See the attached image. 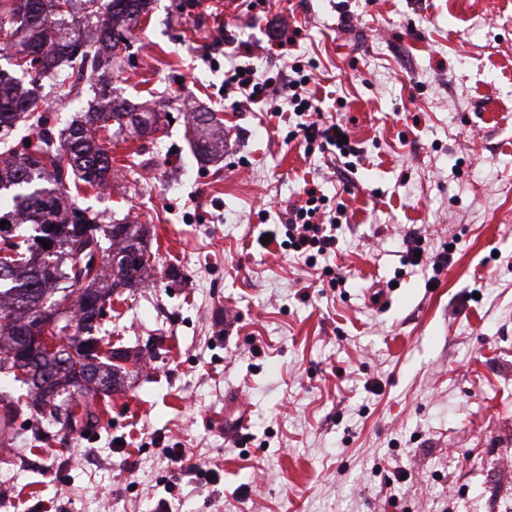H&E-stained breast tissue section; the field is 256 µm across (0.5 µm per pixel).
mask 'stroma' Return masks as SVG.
<instances>
[{
	"instance_id": "stroma-1",
	"label": "stroma",
	"mask_w": 512,
	"mask_h": 512,
	"mask_svg": "<svg viewBox=\"0 0 512 512\" xmlns=\"http://www.w3.org/2000/svg\"><path fill=\"white\" fill-rule=\"evenodd\" d=\"M224 2L153 0L112 69L166 117L81 199L149 229L150 279L102 321L140 366L86 428L18 415L0 512H512V0ZM298 64L355 167L294 136L287 89H224ZM92 99L46 85L37 112L59 130ZM203 111L216 162L187 140ZM308 184L346 212L313 265L283 244ZM240 69H244V75H240ZM228 73L227 85L245 98V100H257L269 96L272 87L280 80V74L275 77L260 74L250 67L235 66ZM189 141L194 152L204 159L219 157L224 151V128L220 119L213 112L196 114L189 129Z\"/></svg>"
}]
</instances>
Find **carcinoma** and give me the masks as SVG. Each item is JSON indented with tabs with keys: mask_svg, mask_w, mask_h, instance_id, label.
I'll return each mask as SVG.
<instances>
[{
	"mask_svg": "<svg viewBox=\"0 0 512 512\" xmlns=\"http://www.w3.org/2000/svg\"><path fill=\"white\" fill-rule=\"evenodd\" d=\"M151 0H0V51L13 53L21 77L0 72V240L18 255L15 267L0 275V370L17 369L14 375L23 393L16 401L49 414L52 424L73 430L79 424L77 408L99 395L112 392L119 375H128L117 364L119 357L100 355L98 347L110 341L97 335L93 300L82 292L80 274L63 262L64 251L45 252L40 240L60 246L99 244L104 253L98 277L106 291L122 295L137 288L151 269L148 230L124 217L108 219L79 205L76 194L100 188L112 179V149L106 142L116 136L140 138L160 129L161 116L128 101L112 98V76L104 62L118 59V48L150 12ZM96 28L91 43L83 32ZM96 77L97 105L81 121H73L56 134L35 115L38 89L44 80H56L59 99L71 87L59 78L60 66ZM39 128L34 149L16 156L9 145L12 129L23 122ZM194 152L214 159L224 150V128L214 112L196 114L189 129ZM71 300L74 332L69 340L76 358L63 359L66 367L45 377L40 369L48 360L33 363L12 354L23 345L22 332L31 313L56 301ZM96 382L103 393L84 386Z\"/></svg>",
	"mask_w": 512,
	"mask_h": 512,
	"instance_id": "1",
	"label": "carcinoma"
}]
</instances>
